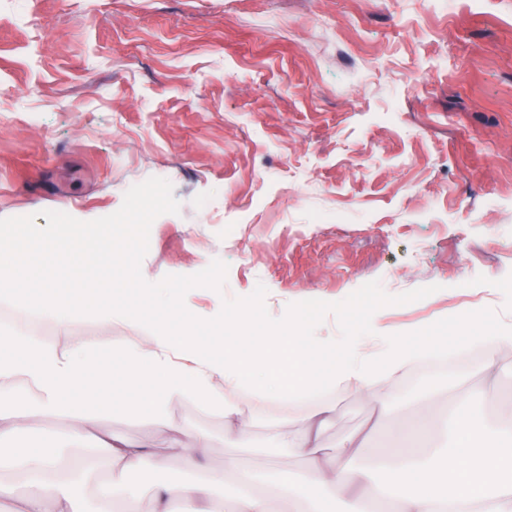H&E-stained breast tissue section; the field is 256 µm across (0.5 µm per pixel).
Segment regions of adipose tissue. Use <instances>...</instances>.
Here are the masks:
<instances>
[{"label":"adipose tissue","mask_w":512,"mask_h":512,"mask_svg":"<svg viewBox=\"0 0 512 512\" xmlns=\"http://www.w3.org/2000/svg\"><path fill=\"white\" fill-rule=\"evenodd\" d=\"M61 236L59 226L53 224L30 225L26 234L32 252L57 251L77 272L100 261L113 263L125 253L121 245L107 252L97 248L77 251L64 246ZM150 293L164 310L155 322L119 302L107 308L91 305V294L83 290L78 275L72 288L53 292L35 278L0 273V302L30 311L55 330L49 339L22 328L0 331V439L39 432L41 421L48 418L65 422L68 442L86 447L80 476L101 475V503L106 507L118 504L119 512H216L213 500L229 476L205 465L210 437L201 432L189 446L176 451L181 467L194 474V481L166 484L144 496L131 479L135 468L148 463L166 467L165 457L147 443L115 435L99 437L95 445L86 446L101 416L120 411L160 420L171 402L189 400L201 413L216 411L234 420L230 440L240 446L249 440L251 420L230 401V393L236 390H247L264 403L311 394L324 380L368 393L376 383L393 379L412 354L440 351L439 345L426 338L417 350H410L405 337L382 327L375 313L370 316L367 336L340 342L332 336H311L305 331L311 313L304 307L289 311L280 323L270 326L259 343L245 337L251 314L242 306L224 340L202 336L208 319L198 314L176 333L167 314L184 311L183 301L165 287H153ZM90 318L125 325L132 331L113 358L112 368L123 374L124 383L109 394L100 389V343L72 334L76 324ZM482 320V315L467 313L459 339L487 345L485 367L490 378L471 392L490 402L498 397L494 375L512 371V324L499 325L490 335ZM314 346L339 349L328 376H321L319 367L310 361L309 350ZM19 351L24 354L20 360L15 357ZM332 414L330 404H323L299 435L274 428L281 447L296 449L307 459L306 473L295 481H274L269 488L256 489L257 479L271 463L262 454H251L249 466L235 470L232 476L239 489L229 512H322L325 494L341 502L344 512H367L368 501L377 497L388 498L393 512H512L511 427L489 431L460 410L448 417L452 447L427 455L418 444L431 434L433 420L421 415L401 421L389 454L388 480L381 485L372 468L356 463L351 450L327 454L320 437ZM62 460L63 450L54 443L16 449L7 465L24 479L27 491L18 494L13 483L0 480V508L77 512L68 489L56 479Z\"/></svg>","instance_id":"1"}]
</instances>
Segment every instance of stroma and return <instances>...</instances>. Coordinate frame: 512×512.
<instances>
[{"mask_svg":"<svg viewBox=\"0 0 512 512\" xmlns=\"http://www.w3.org/2000/svg\"><path fill=\"white\" fill-rule=\"evenodd\" d=\"M83 223L134 242L89 269L96 302L149 320L157 284L212 336L243 305L258 338L297 307L360 337L378 305L409 347L460 348L463 310L512 320V0H0V228ZM484 379L328 388L324 446L363 438L373 464L386 393L439 417ZM240 408L275 477H301L271 430L312 406ZM168 419L99 426L163 450L174 424L210 435L213 469L245 459L223 416L177 401Z\"/></svg>","mask_w":512,"mask_h":512,"instance_id":"obj_1","label":"stroma"}]
</instances>
